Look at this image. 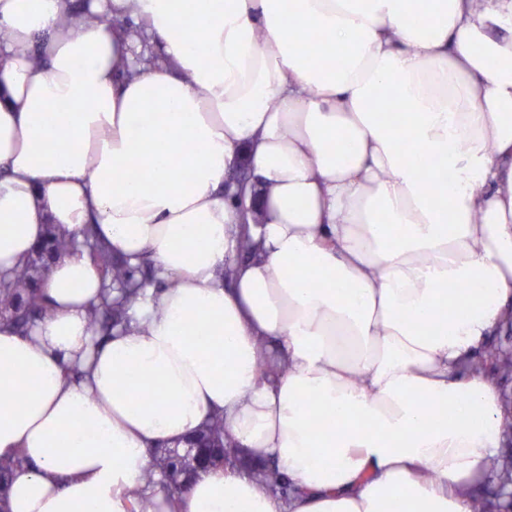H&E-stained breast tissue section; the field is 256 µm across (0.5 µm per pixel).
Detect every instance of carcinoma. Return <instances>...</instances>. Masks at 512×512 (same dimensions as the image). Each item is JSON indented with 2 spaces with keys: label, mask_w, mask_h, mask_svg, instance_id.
<instances>
[{
  "label": "carcinoma",
  "mask_w": 512,
  "mask_h": 512,
  "mask_svg": "<svg viewBox=\"0 0 512 512\" xmlns=\"http://www.w3.org/2000/svg\"><path fill=\"white\" fill-rule=\"evenodd\" d=\"M83 246L88 255L96 263L108 281V290L116 295H105L101 304L89 312V325L96 332L109 333L112 328L129 324L128 311L143 295L147 278L143 273V264H130L122 258H115L108 246L96 235L93 227L86 228L83 240L64 233L50 230L46 241V253L42 257L49 260ZM237 248L244 256H254L258 251V243L251 234L250 224L239 225ZM42 268L34 265L33 259L19 268L13 275L0 278V323L7 325L21 335L27 334L26 315L43 316L46 306L41 301L36 288L37 279ZM471 370L493 383L497 379L512 374V350L499 346L491 347L486 352V361L477 362ZM205 427L223 444V459L233 462L238 459L240 448L224 432V416L216 413L211 415ZM27 463L25 456L11 458L0 457V509L5 507L4 492L9 477L14 469ZM200 466L191 455L175 458L171 450H156L151 454L150 468L145 475V482L151 485L150 493L139 490L133 492L135 512H163V504L171 502V498L184 491L189 481L199 473ZM488 469L495 473L503 488L512 485V456L495 457L490 460Z\"/></svg>",
  "instance_id": "obj_1"
}]
</instances>
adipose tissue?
<instances>
[{"mask_svg": "<svg viewBox=\"0 0 512 512\" xmlns=\"http://www.w3.org/2000/svg\"><path fill=\"white\" fill-rule=\"evenodd\" d=\"M0 30V276L92 225L172 282L97 342L76 251L30 336L0 325L10 512H130L214 413L299 492L228 465L173 512H469L503 440L468 363L512 300V0H0Z\"/></svg>", "mask_w": 512, "mask_h": 512, "instance_id": "ef3b65f1", "label": "adipose tissue"}]
</instances>
